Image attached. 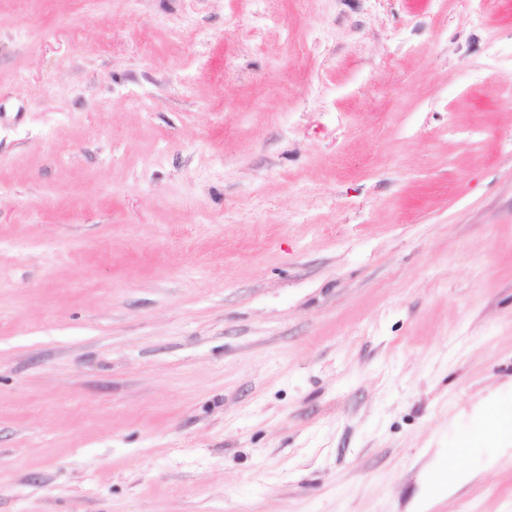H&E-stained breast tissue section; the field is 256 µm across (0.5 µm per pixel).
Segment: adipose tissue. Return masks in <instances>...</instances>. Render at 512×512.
<instances>
[{
    "label": "adipose tissue",
    "mask_w": 512,
    "mask_h": 512,
    "mask_svg": "<svg viewBox=\"0 0 512 512\" xmlns=\"http://www.w3.org/2000/svg\"><path fill=\"white\" fill-rule=\"evenodd\" d=\"M495 437L505 441L512 439V413L505 412L501 402L484 405L477 415V426L469 439L443 454V462L436 466L428 478L427 490L418 506L426 512L436 502L448 497L456 488L474 479V472L465 459L471 449L485 439Z\"/></svg>",
    "instance_id": "1"
}]
</instances>
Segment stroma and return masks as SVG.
I'll list each match as a JSON object with an SVG mask.
<instances>
[{"mask_svg":"<svg viewBox=\"0 0 512 512\" xmlns=\"http://www.w3.org/2000/svg\"><path fill=\"white\" fill-rule=\"evenodd\" d=\"M497 398L512 0H0V512H412Z\"/></svg>","mask_w":512,"mask_h":512,"instance_id":"stroma-1","label":"stroma"}]
</instances>
